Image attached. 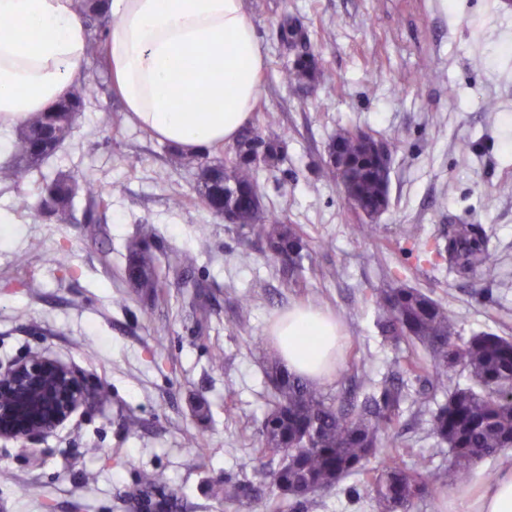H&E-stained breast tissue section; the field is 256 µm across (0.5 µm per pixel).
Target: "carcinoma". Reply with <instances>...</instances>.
Wrapping results in <instances>:
<instances>
[{
  "instance_id": "1",
  "label": "carcinoma",
  "mask_w": 512,
  "mask_h": 512,
  "mask_svg": "<svg viewBox=\"0 0 512 512\" xmlns=\"http://www.w3.org/2000/svg\"><path fill=\"white\" fill-rule=\"evenodd\" d=\"M104 0H79V11L90 33V55L106 66L107 11ZM281 39L287 44L307 43L309 36L297 24L281 25ZM320 72L318 58L298 55L284 77L299 88L310 86ZM101 84L87 76L61 109L30 116L20 124L12 140L11 160L0 166V182H15L49 158L41 151L46 134L64 142L74 129L77 115L97 100ZM283 155L277 138L245 134L236 143L233 156L213 164L206 155L199 161L198 195L202 206L218 217L231 209L239 226L266 242L274 258L303 271L309 257L307 241L287 224L285 217L266 212L258 183L259 165L275 166ZM325 174L342 189L348 205L370 218L389 205L390 170L381 167L369 152L361 131L342 128L328 145ZM94 207L107 205L106 189L98 182H77L61 173L45 182L40 191V208L59 220L70 218L77 195ZM445 244L435 250L436 259L458 274L478 273L486 282L498 277L497 263L488 252L481 228L461 224L448 229ZM122 280L143 296L155 294L159 284L156 245L152 229L143 225L126 243ZM379 314L378 325L395 341L411 339L431 356L425 394H448L447 401L432 413L430 432L448 445L453 473L466 480L473 468L488 457L512 448V340L494 333H482L461 343L453 340L457 326L448 310L415 288H382L372 295ZM265 377L271 388L268 411L261 428L257 453L280 454L282 463L273 470L272 486L280 495L299 504L320 490L330 489L355 475H371L372 500L377 512H411L418 500L432 502V512H442L443 498L432 489L439 477L424 460L415 471L388 457L380 468H367L382 449L393 447L390 431L402 414L408 393L404 381L371 377L367 361L353 367V377L367 382L375 394L359 405L352 397L334 400L301 375L288 371L279 350L265 353ZM459 368L474 384L448 392V372ZM139 487L162 491L167 478L161 471H141ZM253 490L246 481H224V502L240 503Z\"/></svg>"
}]
</instances>
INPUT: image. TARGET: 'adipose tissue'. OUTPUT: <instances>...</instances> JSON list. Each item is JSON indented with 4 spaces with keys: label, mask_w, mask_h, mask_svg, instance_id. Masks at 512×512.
<instances>
[{
    "label": "adipose tissue",
    "mask_w": 512,
    "mask_h": 512,
    "mask_svg": "<svg viewBox=\"0 0 512 512\" xmlns=\"http://www.w3.org/2000/svg\"><path fill=\"white\" fill-rule=\"evenodd\" d=\"M112 85L131 120L195 155L234 141L258 99L265 57L247 0H110ZM88 53L76 0H0V123L17 125L67 99ZM289 371L316 382L336 372V320L312 306L280 313L270 328ZM317 344L307 350L301 336ZM448 512H512V463L494 483L475 479Z\"/></svg>",
    "instance_id": "ef3b65f1"
}]
</instances>
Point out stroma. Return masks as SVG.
<instances>
[{"label":"stroma","instance_id":"obj_1","mask_svg":"<svg viewBox=\"0 0 512 512\" xmlns=\"http://www.w3.org/2000/svg\"><path fill=\"white\" fill-rule=\"evenodd\" d=\"M265 69L247 130L277 136L280 161L260 168L265 210L308 240L299 277L266 245L200 203L196 162H171L168 146L133 124L107 71L86 60L105 89L57 153L17 184L0 182V365L42 353L70 364L97 401L55 435L0 441V512H134L136 475L163 469L172 512H290L273 487L237 505L217 490L253 475L269 387L255 348L271 319L302 304L340 319L339 365L368 359L374 378L429 362L418 344L385 340L373 290L417 288L441 302L461 339L512 337V6L506 0H248ZM291 18L309 33L323 74L309 92L284 78L297 51L280 40ZM277 113L278 126L263 115ZM360 128L391 154L389 207L371 239L323 177L337 131ZM139 156L129 167L126 156ZM66 173L110 192L107 208L76 198L69 222L43 213L44 179ZM159 238L164 286L141 297L122 282L125 241L139 224ZM452 224H476L499 278L461 277L424 261V246ZM417 226L416 239L405 227ZM247 251L250 264L238 256ZM197 258L191 274L176 254ZM248 307H240L241 297ZM223 364H215L214 353ZM445 395L405 402L393 436L407 469L427 457L452 465L429 431ZM207 408L205 421L193 412ZM362 477L311 495L299 512H372Z\"/></svg>","mask_w":512,"mask_h":512}]
</instances>
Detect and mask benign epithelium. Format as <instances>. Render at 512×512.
Returning a JSON list of instances; mask_svg holds the SVG:
<instances>
[{
    "instance_id": "7a95c632",
    "label": "benign epithelium",
    "mask_w": 512,
    "mask_h": 512,
    "mask_svg": "<svg viewBox=\"0 0 512 512\" xmlns=\"http://www.w3.org/2000/svg\"><path fill=\"white\" fill-rule=\"evenodd\" d=\"M92 402L84 379L56 358L31 354L0 366V440L51 436Z\"/></svg>"
}]
</instances>
